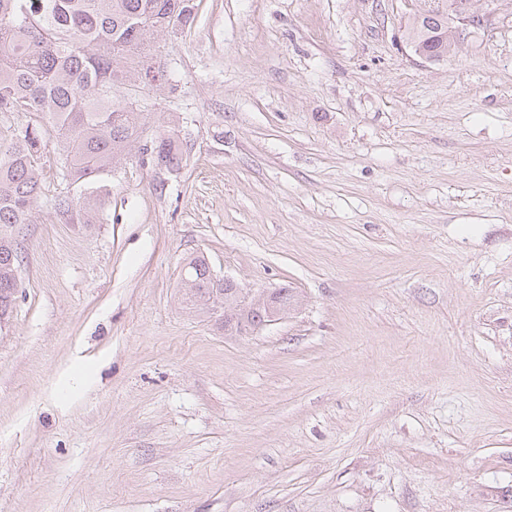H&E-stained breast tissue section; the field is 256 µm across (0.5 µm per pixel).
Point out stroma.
Returning <instances> with one entry per match:
<instances>
[{"label": "stroma", "mask_w": 512, "mask_h": 512, "mask_svg": "<svg viewBox=\"0 0 512 512\" xmlns=\"http://www.w3.org/2000/svg\"><path fill=\"white\" fill-rule=\"evenodd\" d=\"M104 204L52 178L0 321V512H512V0H193ZM82 220L63 219L56 197ZM288 289L239 337L181 270ZM472 2L473 1H464L463 7L455 11V22L457 26L450 29L451 31L449 32L451 49L455 45V39L457 40V38H459L460 32H462L464 28L466 29L468 26L477 27L483 24V18L472 11ZM437 24L442 27V30L438 33L431 31L429 29L425 30L424 27H421V29H419L418 31H413L412 38L416 39L415 41H417L418 45L416 43H412V42H410L409 44H410L411 48L413 49L414 53L417 56H419L420 58H423L425 60H441L444 57H447V54H435V53L425 51L424 49L419 47V45H424V47L426 49H434V48H437L441 44V41L439 39L442 40V43H443V41L445 42V38L447 35L440 37L437 40V43H435L436 41H435L434 37L442 35L445 33V31L449 30L448 13L441 15L439 17V21ZM447 38H448V36H447ZM430 41H431V44L429 45L428 42H430ZM157 155V160L168 169L179 168L183 154L177 142L171 138H163L160 141L152 142L151 154Z\"/></svg>", "instance_id": "stroma-1"}]
</instances>
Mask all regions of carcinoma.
Segmentation results:
<instances>
[{"instance_id": "carcinoma-1", "label": "carcinoma", "mask_w": 512, "mask_h": 512, "mask_svg": "<svg viewBox=\"0 0 512 512\" xmlns=\"http://www.w3.org/2000/svg\"><path fill=\"white\" fill-rule=\"evenodd\" d=\"M194 4L185 0H0V114L24 116L21 127L0 122V318L9 314L20 279L21 248L3 232L28 222L46 190L42 159L48 143L61 147L59 175L102 205L104 181L130 154L143 132L142 114L112 99L114 86L142 78L161 29L142 28L162 19L166 30L187 22ZM127 64L120 67L118 61ZM157 160L180 166L177 142L152 143ZM195 286L186 300L201 308L224 301L230 287L214 281L203 257L184 266ZM266 307L243 312L238 322L258 326Z\"/></svg>"}]
</instances>
